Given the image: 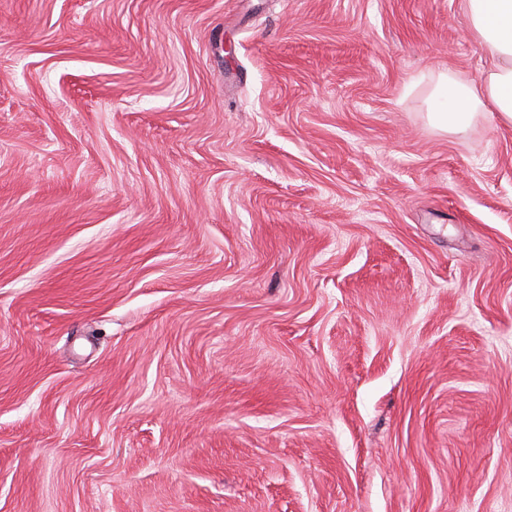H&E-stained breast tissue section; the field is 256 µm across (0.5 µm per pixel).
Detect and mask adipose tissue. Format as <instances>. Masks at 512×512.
<instances>
[{"label": "adipose tissue", "instance_id": "ef3b65f1", "mask_svg": "<svg viewBox=\"0 0 512 512\" xmlns=\"http://www.w3.org/2000/svg\"><path fill=\"white\" fill-rule=\"evenodd\" d=\"M472 35L490 61L476 85L440 75L431 118L441 129L465 127L479 108H490L512 124V0H462Z\"/></svg>", "mask_w": 512, "mask_h": 512}]
</instances>
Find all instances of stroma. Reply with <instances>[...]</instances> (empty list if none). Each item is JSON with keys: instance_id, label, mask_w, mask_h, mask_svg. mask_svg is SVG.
<instances>
[{"instance_id": "obj_1", "label": "stroma", "mask_w": 512, "mask_h": 512, "mask_svg": "<svg viewBox=\"0 0 512 512\" xmlns=\"http://www.w3.org/2000/svg\"><path fill=\"white\" fill-rule=\"evenodd\" d=\"M461 0H0V512H512V125Z\"/></svg>"}]
</instances>
